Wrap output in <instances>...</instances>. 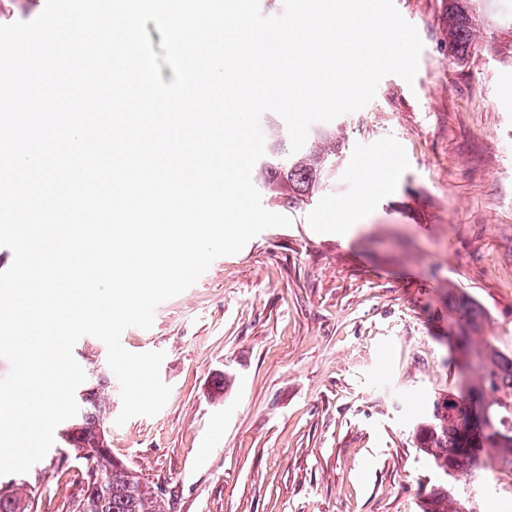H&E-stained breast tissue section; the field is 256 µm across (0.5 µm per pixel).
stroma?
Returning <instances> with one entry per match:
<instances>
[{
	"mask_svg": "<svg viewBox=\"0 0 512 512\" xmlns=\"http://www.w3.org/2000/svg\"><path fill=\"white\" fill-rule=\"evenodd\" d=\"M423 42L413 83L385 77L364 109L331 121L341 157L287 227L216 259L121 337L164 352L171 388L155 416L117 425L120 385L102 341L73 354L106 377L113 457L163 490L161 512H421L439 475L413 429L458 391L448 297L489 319L473 343L512 349V65L448 58V0H395ZM388 188L347 239L323 232L363 199L361 169ZM232 379L211 398L219 371ZM62 440L16 482L38 512H66L81 477ZM469 512H512V474L459 475Z\"/></svg>",
	"mask_w": 512,
	"mask_h": 512,
	"instance_id": "35a3bbf8",
	"label": "stroma"
}]
</instances>
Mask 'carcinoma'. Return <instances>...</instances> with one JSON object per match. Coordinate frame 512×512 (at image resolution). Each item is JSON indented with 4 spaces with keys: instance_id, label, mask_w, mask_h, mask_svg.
Returning a JSON list of instances; mask_svg holds the SVG:
<instances>
[{
    "instance_id": "obj_1",
    "label": "carcinoma",
    "mask_w": 512,
    "mask_h": 512,
    "mask_svg": "<svg viewBox=\"0 0 512 512\" xmlns=\"http://www.w3.org/2000/svg\"><path fill=\"white\" fill-rule=\"evenodd\" d=\"M489 22L488 8L481 6V0H448V57L461 67L479 51L500 57L502 63L512 62V21L506 28V44L493 38L482 45L474 43L476 28ZM265 130L267 146L258 168L263 190L288 211L308 206L336 164L339 143L335 132L316 131L308 144L292 154L279 124L270 119ZM453 305L460 316L458 354L468 382L463 394L434 399L430 412L415 426L416 447L440 475V482L422 499L421 512H467L465 501L448 483L462 470L473 480L488 468L512 473V351L495 338L479 347L471 346L470 334L481 330L486 314L464 293L453 297ZM104 383L106 380H101L98 389L79 403L77 415L66 420L60 432L81 465L80 490L67 512H159L161 489L133 468L115 465L110 454L81 453L83 448L101 444L107 414L100 393ZM470 403L484 412L477 423L469 421ZM12 487L10 481L0 485V512H31L33 498H20Z\"/></svg>"
}]
</instances>
